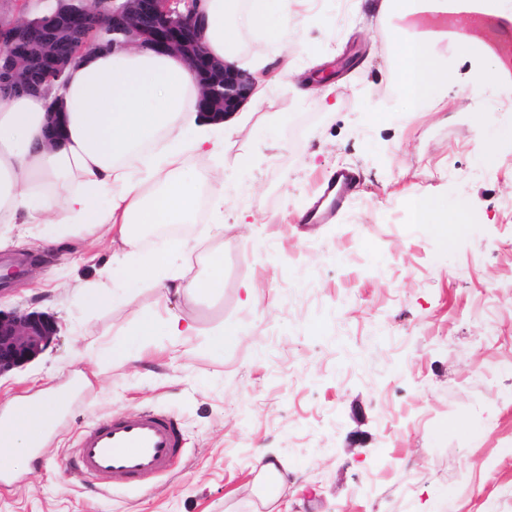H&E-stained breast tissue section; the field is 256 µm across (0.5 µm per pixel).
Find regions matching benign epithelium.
I'll return each mask as SVG.
<instances>
[{"instance_id":"7a95c632","label":"benign epithelium","mask_w":512,"mask_h":512,"mask_svg":"<svg viewBox=\"0 0 512 512\" xmlns=\"http://www.w3.org/2000/svg\"><path fill=\"white\" fill-rule=\"evenodd\" d=\"M56 6L35 18L43 37L28 35L30 20L8 21L0 18V44L11 46L22 37L28 48L40 52L38 71L23 55L7 53L11 65L0 66V81L11 76L21 84L20 91L36 92L60 80L66 60L47 54V41L65 38L74 55L89 45L101 20L112 22L115 36L125 44L150 49L159 54L181 56L193 73L203 72L197 80L200 91L197 110L206 118L222 121L238 111L254 90L249 73L210 55L204 45L207 14L206 0H55ZM56 334L55 322L39 312H3L0 310V375L20 368L44 351Z\"/></svg>"}]
</instances>
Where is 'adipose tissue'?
Here are the masks:
<instances>
[{"label":"adipose tissue","mask_w":512,"mask_h":512,"mask_svg":"<svg viewBox=\"0 0 512 512\" xmlns=\"http://www.w3.org/2000/svg\"><path fill=\"white\" fill-rule=\"evenodd\" d=\"M389 19L384 35L395 48L391 72L401 87L406 111L441 105L448 84V62L437 49L447 43L448 16L461 11L512 21V0H370ZM209 53L233 61L244 32L265 30L284 40L300 19L288 0H207ZM483 72L485 85L512 80V68L485 42L457 34ZM198 87L179 56L150 50L87 48L63 83L42 93L0 96V224H52L64 215L73 230H106L137 260L125 281L153 282L159 303L195 297L219 288L223 259L213 256L207 278L185 279L164 255L139 258L137 225L184 224L201 203L224 211V174L201 190L189 174L185 152L224 151L223 123L202 120L195 101ZM59 116H52L53 103ZM62 125L60 138L48 137L51 118ZM165 150L154 151L159 140ZM194 319L177 313L145 312L127 333L128 360H141L154 336H194ZM60 398L13 401L0 419V465L25 464L29 450L57 418Z\"/></svg>","instance_id":"ef3b65f1"}]
</instances>
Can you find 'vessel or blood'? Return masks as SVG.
I'll list each match as a JSON object with an SVG mask.
<instances>
[{
  "label": "vessel or blood",
  "instance_id": "vessel-or-blood-1",
  "mask_svg": "<svg viewBox=\"0 0 512 512\" xmlns=\"http://www.w3.org/2000/svg\"><path fill=\"white\" fill-rule=\"evenodd\" d=\"M356 187L353 172L340 169L328 180L325 195L342 208ZM183 454L177 420L169 415L143 411L93 424L81 431L71 469L85 477L103 479L120 475L140 484L168 473Z\"/></svg>",
  "mask_w": 512,
  "mask_h": 512
}]
</instances>
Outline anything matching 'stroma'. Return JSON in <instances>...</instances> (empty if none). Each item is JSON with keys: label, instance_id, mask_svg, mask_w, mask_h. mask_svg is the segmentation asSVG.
<instances>
[{"label": "stroma", "instance_id": "35a3bbf8", "mask_svg": "<svg viewBox=\"0 0 512 512\" xmlns=\"http://www.w3.org/2000/svg\"><path fill=\"white\" fill-rule=\"evenodd\" d=\"M386 26L368 8L320 0L284 42L242 37L235 64L255 92L225 120L223 155L183 157L200 181L220 168L249 186L223 217L202 206L178 237L173 258L188 276L224 257L220 294L169 303L199 335L156 337L140 364L124 363L153 284L94 311L80 297L101 267L123 262L121 245L96 233L57 247L12 230L0 308L49 314L58 331L0 376V418L12 398L55 390L65 407L0 485V512H423L430 501L512 512V143L492 137L512 125V87L462 100L452 83L447 107L401 111ZM328 75L332 110L304 89ZM388 108L391 120L370 121ZM339 168L358 176L353 199L328 223H301ZM410 186L446 209L468 200L449 243L414 223ZM221 324L237 339L215 351L206 335ZM145 410L181 427L173 471L142 489L68 469L81 430ZM261 449L288 470L267 505Z\"/></svg>", "mask_w": 512, "mask_h": 512}]
</instances>
